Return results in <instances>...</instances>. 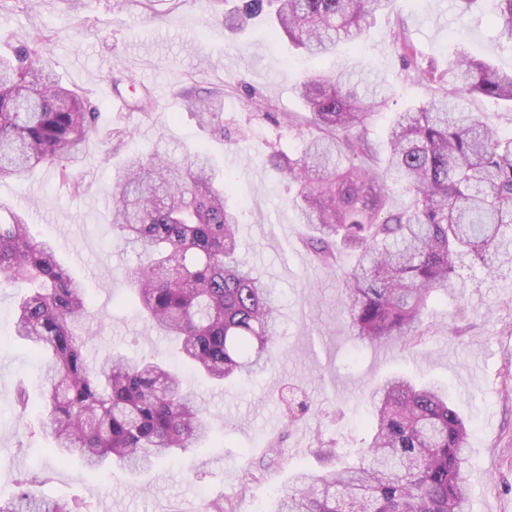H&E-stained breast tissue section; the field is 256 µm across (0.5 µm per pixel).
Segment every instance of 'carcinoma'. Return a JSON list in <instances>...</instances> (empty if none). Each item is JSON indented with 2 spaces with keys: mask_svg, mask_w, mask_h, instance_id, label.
<instances>
[{
  "mask_svg": "<svg viewBox=\"0 0 512 512\" xmlns=\"http://www.w3.org/2000/svg\"><path fill=\"white\" fill-rule=\"evenodd\" d=\"M394 0H245L228 18L237 29L262 12L309 55L354 42L367 19ZM512 40V0H486ZM409 77L434 88L418 107L393 113L384 156L369 121L388 108L380 81L318 73L298 86L306 114L295 158L278 150L268 163L299 186L295 204L308 226L315 260L340 274L352 336L373 346L421 335L431 305L459 287L457 265L477 264L485 279L512 269V134L473 97L512 104V72L461 50L448 69L423 66L405 28L392 30ZM35 33L0 57V178L26 180L39 166L78 161L100 114L88 92L62 85ZM202 125L224 136V93L179 92ZM408 203L390 204L388 183ZM212 156L185 148L131 157L116 181L112 228L140 249L131 273L140 313L161 336L177 341L183 363L222 387L274 359L278 301L237 254L238 215ZM355 253L343 269L337 251ZM0 285L22 291L16 336L44 361L40 426L61 456L91 468L111 462L132 473L210 435L205 408L184 388L180 368L145 358L86 356L91 316L83 285L59 262L54 245L34 239L18 215L0 222ZM369 440L361 448L318 445L338 466L300 471L273 512H468V429L434 386L402 376L368 397ZM0 512H80L61 498L39 497L18 482Z\"/></svg>",
  "mask_w": 512,
  "mask_h": 512,
  "instance_id": "cac0c4a2",
  "label": "carcinoma"
}]
</instances>
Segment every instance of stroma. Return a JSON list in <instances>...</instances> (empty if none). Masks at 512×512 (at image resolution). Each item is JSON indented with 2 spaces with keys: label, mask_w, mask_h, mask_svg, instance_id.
I'll return each mask as SVG.
<instances>
[{
  "label": "stroma",
  "mask_w": 512,
  "mask_h": 512,
  "mask_svg": "<svg viewBox=\"0 0 512 512\" xmlns=\"http://www.w3.org/2000/svg\"><path fill=\"white\" fill-rule=\"evenodd\" d=\"M237 0H0V40L13 46L43 32L44 49L71 86L88 89L99 129L68 178L37 167L27 182L0 179V214L26 216L60 261L83 280L91 308L89 361L105 352L167 357L169 343L139 315L129 279L139 262L112 233V182L123 162L188 144L214 154L239 215L238 252L281 296L278 356L268 368L223 388L187 378L206 408L211 434L196 447L133 475L59 461L34 417H18V384L40 397L43 365L15 335V289L0 287V495L18 480L30 492L66 497L89 512H207L233 500L236 512H273L297 467L323 468L322 440L358 448L371 417L362 398L392 373L441 384L471 427V512H512V276L484 280L461 268L463 301L436 307L413 344L371 347L350 337L335 275L314 262L293 203L298 192L266 157L298 154L287 114L303 111L297 86L318 72L383 78L392 111L421 105L429 88L404 77L391 37L396 20L439 68L458 50L512 71V42L487 6L455 0H396L370 17L362 40L307 59L271 20L234 30L224 17ZM224 93V136L201 128L179 98L186 87ZM123 100L125 111L113 109ZM121 137H113V130ZM257 478L242 486L241 476Z\"/></svg>",
  "instance_id": "obj_1"
}]
</instances>
